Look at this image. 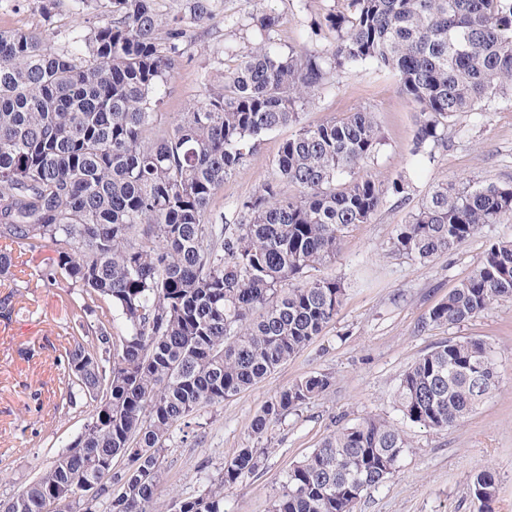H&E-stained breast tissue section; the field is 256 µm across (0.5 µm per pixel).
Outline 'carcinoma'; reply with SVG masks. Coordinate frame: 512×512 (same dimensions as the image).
Returning a JSON list of instances; mask_svg holds the SVG:
<instances>
[{
    "label": "carcinoma",
    "mask_w": 512,
    "mask_h": 512,
    "mask_svg": "<svg viewBox=\"0 0 512 512\" xmlns=\"http://www.w3.org/2000/svg\"><path fill=\"white\" fill-rule=\"evenodd\" d=\"M166 17L156 0H80L106 22L53 48L30 29L0 30V239L52 246L44 277L62 271L86 302L70 311L61 398L96 402L83 430L0 512H160V458L180 425L253 387L319 335L342 305L341 278H308L336 257L349 228L367 224L403 182H377L374 113L314 126L301 112L333 74L369 62L392 72L418 112L414 152L448 123L512 99V0H344L325 17L324 50L282 52L265 41L237 57L177 122L161 95L216 0H185ZM296 127L276 178L243 201L244 221L210 212L212 198L261 139ZM294 186L291 195L285 187ZM512 213V186H439L397 225L393 250L420 262L450 253ZM512 298V240L490 245L426 323L456 325ZM109 308L93 329L92 304ZM491 349L450 340L419 358L394 393L398 410L430 430L464 423L498 385ZM332 377L301 378L267 401L256 439L321 396ZM409 448L392 423L342 426L293 464L271 512H355ZM263 448H241L201 493L167 512H224V488L254 474ZM125 460L114 470V461ZM474 495L489 503L495 475Z\"/></svg>",
    "instance_id": "carcinoma-1"
}]
</instances>
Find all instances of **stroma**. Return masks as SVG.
Returning a JSON list of instances; mask_svg holds the SVG:
<instances>
[{"label":"stroma","instance_id":"stroma-1","mask_svg":"<svg viewBox=\"0 0 512 512\" xmlns=\"http://www.w3.org/2000/svg\"><path fill=\"white\" fill-rule=\"evenodd\" d=\"M343 5V0H221L214 21L194 30L166 88L161 109L167 120L178 119L200 98L205 78L221 80L236 54L267 36L280 49L302 48L311 22ZM270 11L279 14L280 23L267 35L253 19ZM82 21L77 0L50 6L44 0H0V30L34 29L55 47ZM357 110L374 113L384 139L368 173L384 183L405 176L408 190L386 195L370 223L349 229L335 260L311 270L314 278L341 277L347 288L322 334L262 382L201 410L175 435L161 457L163 499L197 496L205 469H216L256 443L251 423L267 400L300 378L327 373L334 383L322 396L270 426L259 442L267 450L261 466L243 483L225 488L224 512H270L293 463L338 427L370 416L394 423L410 447L386 483L364 492L357 512H512V299L458 325L424 322L430 309L471 275L489 242L512 239V216L425 264L390 248L396 225L438 185H512V101L459 114L431 156H416L414 106L390 74L364 64L325 85L301 121L316 125ZM291 134L284 127L263 138L215 196L214 215L230 224L240 220L241 202L273 179V162ZM14 255L16 267L0 275V298L11 297L14 306L9 316H0V460L8 465L0 499L34 480L82 431L93 410L83 400L62 404L58 392L67 376L59 358L70 310L83 300L81 288L62 276L43 279L52 248L31 252L18 246ZM465 337L491 346L497 389L453 429L429 430L403 419L394 393L404 371L436 346ZM485 469L498 481V494L487 504L475 498L472 487L474 475Z\"/></svg>","mask_w":512,"mask_h":512}]
</instances>
